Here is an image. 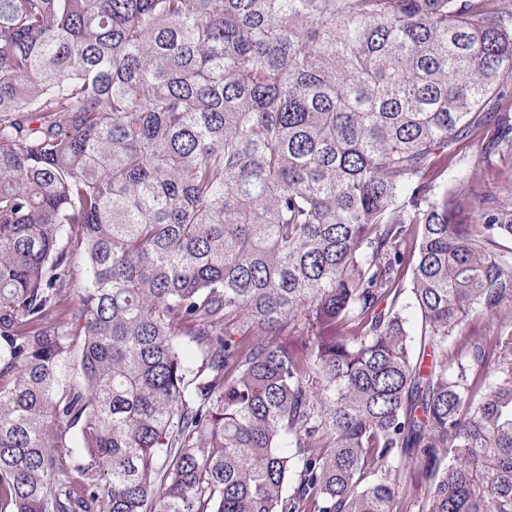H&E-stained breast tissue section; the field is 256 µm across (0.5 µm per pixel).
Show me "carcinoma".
<instances>
[{
  "label": "carcinoma",
  "instance_id": "1",
  "mask_svg": "<svg viewBox=\"0 0 512 512\" xmlns=\"http://www.w3.org/2000/svg\"><path fill=\"white\" fill-rule=\"evenodd\" d=\"M510 109L512 0H0V512H512Z\"/></svg>",
  "mask_w": 512,
  "mask_h": 512
}]
</instances>
